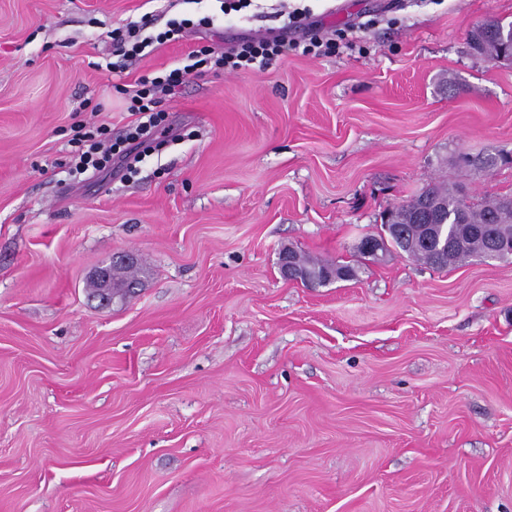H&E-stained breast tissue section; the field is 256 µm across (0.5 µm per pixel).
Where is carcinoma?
I'll use <instances>...</instances> for the list:
<instances>
[{
    "label": "carcinoma",
    "instance_id": "carcinoma-1",
    "mask_svg": "<svg viewBox=\"0 0 512 512\" xmlns=\"http://www.w3.org/2000/svg\"><path fill=\"white\" fill-rule=\"evenodd\" d=\"M497 163V160L480 159L467 155L456 157L453 164L458 168L480 170ZM439 202L432 218L422 217L419 208L422 201ZM430 224V247L416 244V226ZM380 229L389 235L395 246L408 258L424 265L445 269L463 264L471 257L487 256L495 241H505L512 247V195L468 202L454 182H432L410 201L383 212ZM297 265L314 275L334 267L311 258L306 254L295 255ZM113 281L122 286L139 282V269L132 265L112 266Z\"/></svg>",
    "mask_w": 512,
    "mask_h": 512
}]
</instances>
